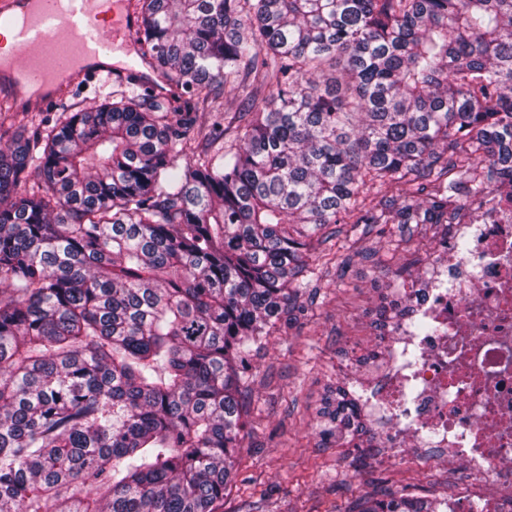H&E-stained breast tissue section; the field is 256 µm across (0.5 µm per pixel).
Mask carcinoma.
I'll return each mask as SVG.
<instances>
[{
  "label": "carcinoma",
  "instance_id": "cac0c4a2",
  "mask_svg": "<svg viewBox=\"0 0 512 512\" xmlns=\"http://www.w3.org/2000/svg\"><path fill=\"white\" fill-rule=\"evenodd\" d=\"M134 6L173 93L118 84L27 136L0 113V512H219L249 359L308 317L323 245L512 200V0ZM223 91L248 109L200 154ZM357 404L326 388L322 447H360Z\"/></svg>",
  "mask_w": 512,
  "mask_h": 512
}]
</instances>
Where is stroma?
Wrapping results in <instances>:
<instances>
[{
    "label": "stroma",
    "mask_w": 512,
    "mask_h": 512,
    "mask_svg": "<svg viewBox=\"0 0 512 512\" xmlns=\"http://www.w3.org/2000/svg\"><path fill=\"white\" fill-rule=\"evenodd\" d=\"M437 245L428 235L347 240L339 251L347 266L315 273L307 320L269 336L250 360L241 397L246 436L220 512H348L355 497L388 491L447 500L459 466L395 462L379 447L324 448L316 428L325 387L355 384L364 373L356 359L376 340L370 316L379 293L403 268L422 274ZM366 249L373 261L361 260Z\"/></svg>",
    "instance_id": "1"
}]
</instances>
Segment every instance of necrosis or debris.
<instances>
[{
  "instance_id": "necrosis-or-debris-1",
  "label": "necrosis or debris",
  "mask_w": 512,
  "mask_h": 512,
  "mask_svg": "<svg viewBox=\"0 0 512 512\" xmlns=\"http://www.w3.org/2000/svg\"><path fill=\"white\" fill-rule=\"evenodd\" d=\"M426 279L424 292H395L414 313L378 336L360 400L393 453L421 448L427 462L466 468L451 512H512V202L449 225Z\"/></svg>"
}]
</instances>
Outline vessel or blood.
Instances as JSON below:
<instances>
[{
  "mask_svg": "<svg viewBox=\"0 0 512 512\" xmlns=\"http://www.w3.org/2000/svg\"><path fill=\"white\" fill-rule=\"evenodd\" d=\"M138 24L129 0H0V28L12 36L0 69L37 88L43 108L100 73L154 91L147 62L134 54Z\"/></svg>",
  "mask_w": 512,
  "mask_h": 512,
  "instance_id": "obj_1",
  "label": "vessel or blood"
}]
</instances>
